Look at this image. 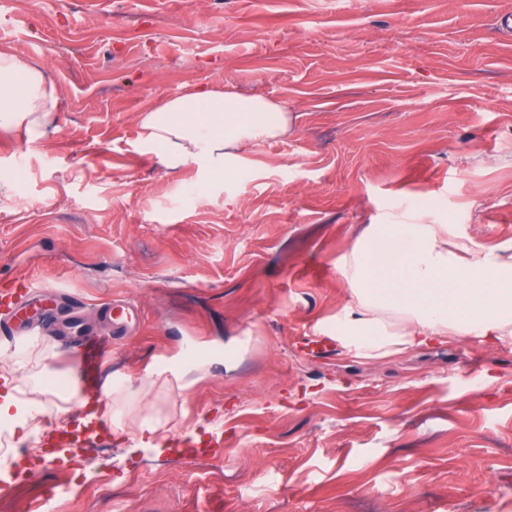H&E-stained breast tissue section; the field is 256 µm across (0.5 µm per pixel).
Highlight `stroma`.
<instances>
[{"instance_id": "35a3bbf8", "label": "stroma", "mask_w": 512, "mask_h": 512, "mask_svg": "<svg viewBox=\"0 0 512 512\" xmlns=\"http://www.w3.org/2000/svg\"><path fill=\"white\" fill-rule=\"evenodd\" d=\"M512 0H13L0 47L64 100L47 133H0V289L54 284L0 319V376L74 378L80 332L113 339L129 390L92 468L0 485V512H512V340L366 361L312 351L369 224L436 223L512 245ZM286 99L296 132L203 181L144 155L137 117L187 85ZM241 204H233L235 196ZM139 322L113 337L116 298ZM210 371L175 379L189 346ZM80 387L44 392V444ZM169 417L134 451L137 419Z\"/></svg>"}]
</instances>
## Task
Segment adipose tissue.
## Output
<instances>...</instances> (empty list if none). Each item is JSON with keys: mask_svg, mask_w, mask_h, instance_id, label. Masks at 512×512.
Here are the masks:
<instances>
[{"mask_svg": "<svg viewBox=\"0 0 512 512\" xmlns=\"http://www.w3.org/2000/svg\"><path fill=\"white\" fill-rule=\"evenodd\" d=\"M62 101L27 55L0 50V130L41 138ZM139 142L169 168L195 164L215 178L248 161L257 142L294 131L286 101L236 87L186 86L140 112ZM337 268L346 301L334 339L377 360L467 336L512 339V245L479 247L421 208L410 224H371Z\"/></svg>", "mask_w": 512, "mask_h": 512, "instance_id": "1", "label": "adipose tissue"}]
</instances>
